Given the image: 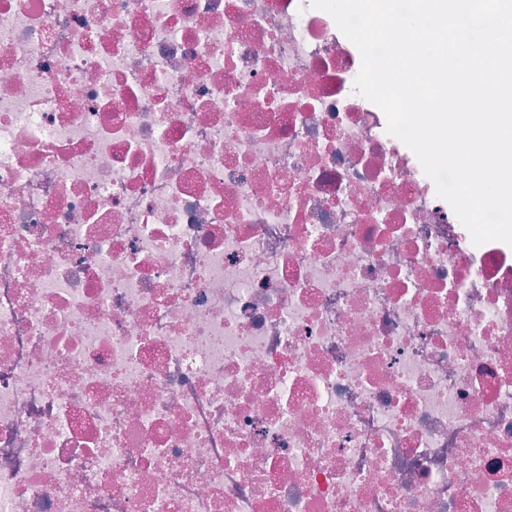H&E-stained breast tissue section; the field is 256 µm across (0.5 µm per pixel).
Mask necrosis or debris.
I'll return each instance as SVG.
<instances>
[{"instance_id": "necrosis-or-debris-1", "label": "necrosis or debris", "mask_w": 512, "mask_h": 512, "mask_svg": "<svg viewBox=\"0 0 512 512\" xmlns=\"http://www.w3.org/2000/svg\"><path fill=\"white\" fill-rule=\"evenodd\" d=\"M310 0H0V512H512V246Z\"/></svg>"}]
</instances>
